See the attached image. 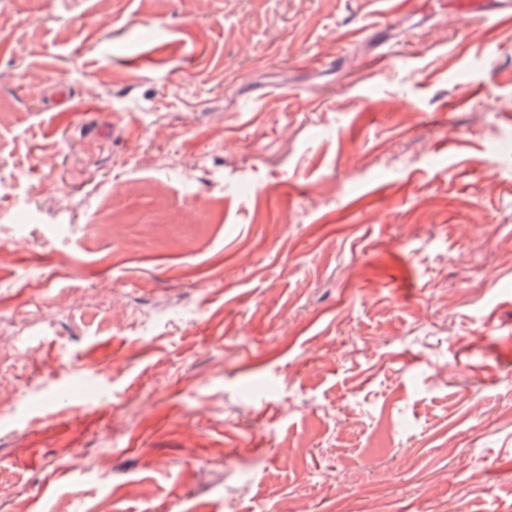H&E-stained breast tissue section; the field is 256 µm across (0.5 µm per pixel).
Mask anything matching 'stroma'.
Here are the masks:
<instances>
[{
    "label": "stroma",
    "mask_w": 512,
    "mask_h": 512,
    "mask_svg": "<svg viewBox=\"0 0 512 512\" xmlns=\"http://www.w3.org/2000/svg\"><path fill=\"white\" fill-rule=\"evenodd\" d=\"M398 1L0 0V512H512V0Z\"/></svg>",
    "instance_id": "35a3bbf8"
}]
</instances>
